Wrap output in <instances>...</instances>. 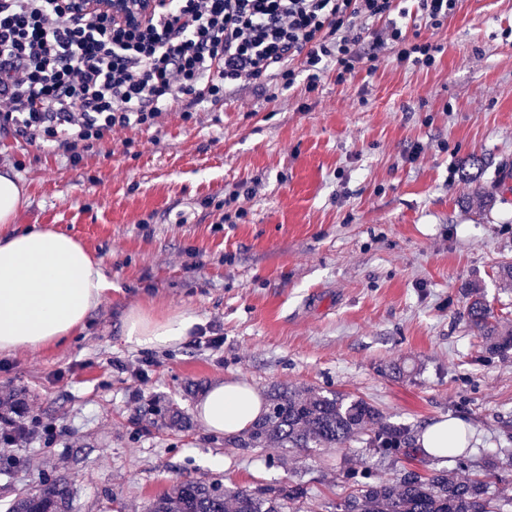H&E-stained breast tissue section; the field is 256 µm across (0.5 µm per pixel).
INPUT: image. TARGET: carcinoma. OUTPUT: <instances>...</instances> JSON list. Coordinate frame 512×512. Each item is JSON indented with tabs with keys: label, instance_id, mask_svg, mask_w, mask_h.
Returning <instances> with one entry per match:
<instances>
[{
	"label": "carcinoma",
	"instance_id": "cac0c4a2",
	"mask_svg": "<svg viewBox=\"0 0 512 512\" xmlns=\"http://www.w3.org/2000/svg\"><path fill=\"white\" fill-rule=\"evenodd\" d=\"M465 315L492 347L512 349V330L492 322L490 307L475 288ZM269 401V412L237 440V447L346 448L369 435L372 446L383 454L418 462L388 482H369L367 466L347 475L352 492L336 504V512H501L509 505L490 492L491 485L506 481L498 461L485 464L481 479L460 480L448 471L429 469L427 453L417 446L411 429L388 422L363 398L296 386L272 389ZM307 495L299 478L254 490H231L216 480L189 479L176 482L150 501L145 512H296ZM9 512H73L70 487L64 479L45 474L39 479V492L18 495Z\"/></svg>",
	"mask_w": 512,
	"mask_h": 512
}]
</instances>
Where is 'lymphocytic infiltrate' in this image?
Listing matches in <instances>:
<instances>
[{
    "label": "lymphocytic infiltrate",
    "mask_w": 512,
    "mask_h": 512,
    "mask_svg": "<svg viewBox=\"0 0 512 512\" xmlns=\"http://www.w3.org/2000/svg\"><path fill=\"white\" fill-rule=\"evenodd\" d=\"M61 0H0V134L54 142L79 161L118 129L149 128L163 107L184 120L231 85L316 87L394 53L428 68L440 46L409 39L397 0H170L145 27L64 13Z\"/></svg>",
    "instance_id": "obj_1"
}]
</instances>
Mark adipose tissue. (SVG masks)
Here are the masks:
<instances>
[{"instance_id": "ef3b65f1", "label": "adipose tissue", "mask_w": 512, "mask_h": 512, "mask_svg": "<svg viewBox=\"0 0 512 512\" xmlns=\"http://www.w3.org/2000/svg\"><path fill=\"white\" fill-rule=\"evenodd\" d=\"M107 288L99 263L67 233L29 229L0 238V352L65 342ZM197 323L187 310L156 317L133 309L122 339L132 348L168 349L183 343ZM265 412L260 394L238 381L217 383L196 407L197 418L216 434L243 431Z\"/></svg>"}]
</instances>
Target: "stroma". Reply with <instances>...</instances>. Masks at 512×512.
I'll list each match as a JSON object with an SVG mask.
<instances>
[{
	"label": "stroma",
	"mask_w": 512,
	"mask_h": 512,
	"mask_svg": "<svg viewBox=\"0 0 512 512\" xmlns=\"http://www.w3.org/2000/svg\"><path fill=\"white\" fill-rule=\"evenodd\" d=\"M405 7L407 33L443 48L433 67L387 53L312 91L301 78L288 90L241 84L192 122L169 107L76 163L55 144L0 136V173L27 190L0 236L67 232L110 284L64 344L0 353V397L56 428L0 450L11 464L0 512L44 472L66 479L74 512H142L184 478L254 489L296 473L316 512H332L351 464L383 480L401 468L362 442L241 450L193 416L221 381L357 396L417 432L461 420L469 478L512 450V350L489 353L463 315L476 286L512 327L500 273L512 263V0H458L438 29ZM475 154L486 167L469 182ZM136 307L191 310L200 330L167 350L129 348L123 320ZM170 402L189 427L164 426L155 410ZM217 456L223 469L209 466Z\"/></svg>",
	"instance_id": "obj_1"
}]
</instances>
